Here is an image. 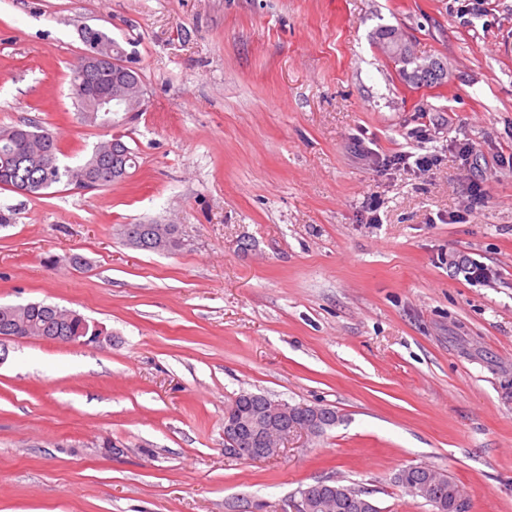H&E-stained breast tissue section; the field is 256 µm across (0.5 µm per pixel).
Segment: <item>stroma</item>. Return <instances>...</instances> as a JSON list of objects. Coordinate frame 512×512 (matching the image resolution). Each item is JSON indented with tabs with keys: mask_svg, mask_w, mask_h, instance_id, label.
<instances>
[{
	"mask_svg": "<svg viewBox=\"0 0 512 512\" xmlns=\"http://www.w3.org/2000/svg\"><path fill=\"white\" fill-rule=\"evenodd\" d=\"M470 2L0 0V125L40 122L71 166L111 138L71 95L85 25L145 98L123 181L0 188V303L110 336L0 344V512H298L336 479L431 512L395 481L410 465L512 512V0ZM386 27L448 79L406 80ZM420 140L429 172L392 165ZM128 224L186 245L137 249ZM243 390L341 421L229 457ZM80 37L83 43L88 45L92 50H95L97 45L103 44L107 46L114 55L123 52L121 45L102 29L84 26V28L81 29Z\"/></svg>",
	"mask_w": 512,
	"mask_h": 512,
	"instance_id": "obj_1",
	"label": "stroma"
}]
</instances>
